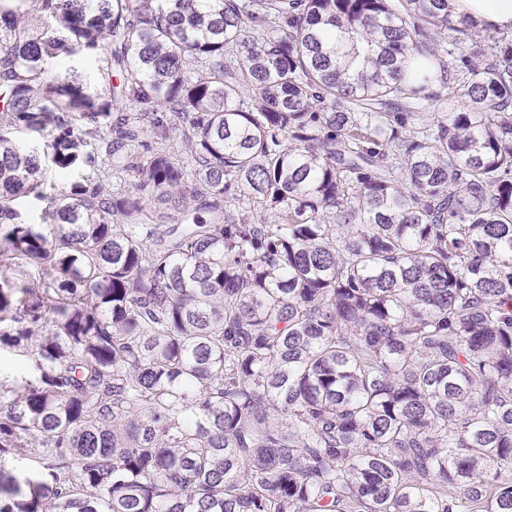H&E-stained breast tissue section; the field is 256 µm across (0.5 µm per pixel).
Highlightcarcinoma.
I'll return each instance as SVG.
<instances>
[{
  "mask_svg": "<svg viewBox=\"0 0 512 512\" xmlns=\"http://www.w3.org/2000/svg\"><path fill=\"white\" fill-rule=\"evenodd\" d=\"M2 347L0 512H512V34L0 0ZM67 62V67L71 66L72 70H75L78 72V74H81L83 77V80H85V83L88 84H94V65L89 60H84L82 58L77 57H58L54 58L48 61L46 64V77L48 79H53L59 74H65V70L60 68L61 62ZM52 77V78H49ZM0 371H2V376H7L10 380H21V378L26 377L25 358L2 348Z\"/></svg>",
  "mask_w": 512,
  "mask_h": 512,
  "instance_id": "1",
  "label": "carcinoma"
}]
</instances>
